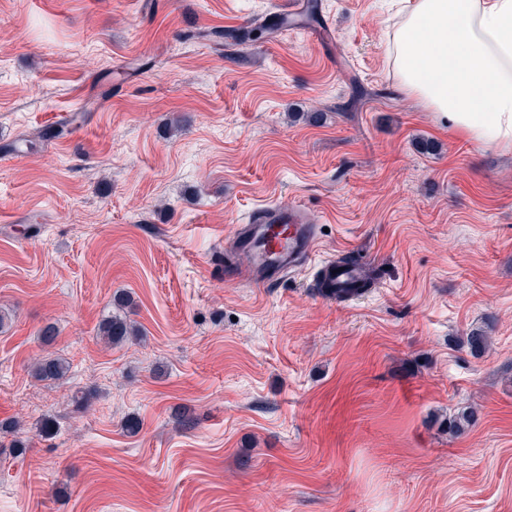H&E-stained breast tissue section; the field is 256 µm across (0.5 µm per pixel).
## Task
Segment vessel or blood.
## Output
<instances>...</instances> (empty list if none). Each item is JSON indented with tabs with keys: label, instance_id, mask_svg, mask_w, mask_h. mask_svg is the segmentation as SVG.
<instances>
[{
	"label": "vessel or blood",
	"instance_id": "vessel-or-blood-1",
	"mask_svg": "<svg viewBox=\"0 0 512 512\" xmlns=\"http://www.w3.org/2000/svg\"><path fill=\"white\" fill-rule=\"evenodd\" d=\"M317 243L316 220L304 207L259 210L225 243L224 277L236 279L244 264L255 287H275L288 272L312 259ZM367 266L361 257L326 261L319 267L316 284L326 296L335 297L337 289L356 287Z\"/></svg>",
	"mask_w": 512,
	"mask_h": 512
}]
</instances>
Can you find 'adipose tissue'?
Instances as JSON below:
<instances>
[{
  "label": "adipose tissue",
  "mask_w": 512,
  "mask_h": 512,
  "mask_svg": "<svg viewBox=\"0 0 512 512\" xmlns=\"http://www.w3.org/2000/svg\"><path fill=\"white\" fill-rule=\"evenodd\" d=\"M388 55L400 86L451 129L512 149V0H411Z\"/></svg>",
  "instance_id": "1"
}]
</instances>
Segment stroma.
<instances>
[{
    "label": "stroma",
    "instance_id": "stroma-1",
    "mask_svg": "<svg viewBox=\"0 0 512 512\" xmlns=\"http://www.w3.org/2000/svg\"><path fill=\"white\" fill-rule=\"evenodd\" d=\"M282 2L0 0V512H512V152L402 90L395 0H319L323 45L198 37ZM295 205L308 267L225 280L236 225ZM349 251L368 288L324 298ZM121 295L142 336L109 347ZM367 262L362 257L326 261L317 271V288L330 298H336V288H357L366 275ZM69 365L58 356H46L39 359L34 366V374L40 381L56 382L66 378Z\"/></svg>",
    "mask_w": 512,
    "mask_h": 512
}]
</instances>
